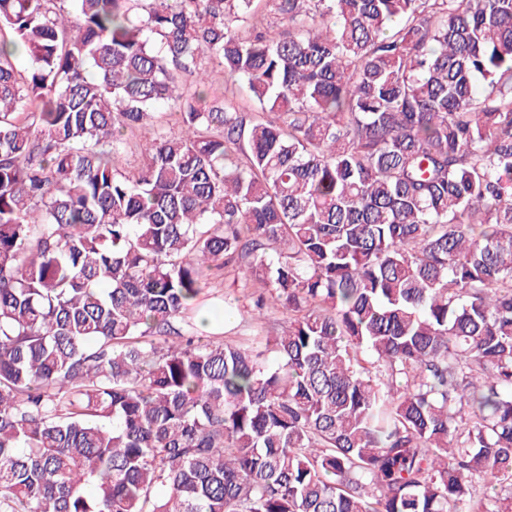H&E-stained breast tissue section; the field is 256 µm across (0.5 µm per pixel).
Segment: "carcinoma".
I'll list each match as a JSON object with an SVG mask.
<instances>
[{
	"instance_id": "cac0c4a2",
	"label": "carcinoma",
	"mask_w": 512,
	"mask_h": 512,
	"mask_svg": "<svg viewBox=\"0 0 512 512\" xmlns=\"http://www.w3.org/2000/svg\"><path fill=\"white\" fill-rule=\"evenodd\" d=\"M0 512H512V0H0ZM209 70L211 71V85H209V96L205 99L206 102H212L214 97H224V93L230 96L231 91H234L235 101L240 108L248 110L251 107V103L237 92L232 82L225 79L222 67L218 66L217 63H214L209 66ZM261 291L257 283L246 282L238 278L233 268H226L224 278L215 280L200 297L202 311L213 316L205 328L206 334L215 341L235 342L250 348L261 346L254 338L264 336L270 326L283 322L286 317L279 312L261 320L254 316L253 301Z\"/></svg>"
}]
</instances>
